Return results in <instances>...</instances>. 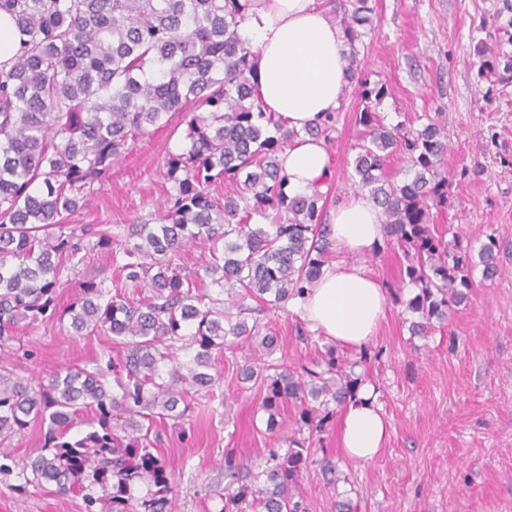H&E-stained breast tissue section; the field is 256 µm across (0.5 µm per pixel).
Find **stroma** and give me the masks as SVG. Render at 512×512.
<instances>
[{
    "label": "stroma",
    "instance_id": "obj_1",
    "mask_svg": "<svg viewBox=\"0 0 512 512\" xmlns=\"http://www.w3.org/2000/svg\"><path fill=\"white\" fill-rule=\"evenodd\" d=\"M371 5L373 28L359 45V59L370 82L388 88L375 111L387 124L412 125L424 113L445 124L453 183L447 205L433 209L430 222L445 236H458L461 250L472 254L495 235L500 274L489 280L474 267L468 300L449 312L444 330L423 338L408 330L413 315L404 302L415 290L406 283L401 251L361 258L367 271L400 295L389 302L371 345L377 358L355 369L380 392L389 438L376 459L350 460L340 444L342 413L334 411L316 435L317 462L302 472L296 494L307 512H336L342 499L355 512H512V80L479 79L474 52L487 28L512 20V0ZM362 107L357 88H349L327 145L335 181L325 208L351 190L350 163L363 135L356 114ZM184 127L177 113L169 124L138 137L70 223L133 224L155 213L172 190L162 169L167 154L180 151ZM94 274L117 276L111 252L93 249L89 263L69 273L57 295L58 310ZM257 317L277 336L290 366L310 365L328 346L321 335L311 344L298 340L303 319L295 304ZM68 326L64 319L26 328L19 341L35 351V360L16 359L5 348L0 362L18 376L45 381L65 368L90 369L101 358L121 357L111 337L74 338ZM253 359L245 342L224 350L217 359L223 406L212 408L202 397L188 421L157 424V452L178 485L175 512H216L225 452L250 459L268 447L262 395L238 378L241 366ZM322 458L342 472L336 486L327 485L318 464ZM0 512H83V503L50 485L23 494L0 482Z\"/></svg>",
    "mask_w": 512,
    "mask_h": 512
}]
</instances>
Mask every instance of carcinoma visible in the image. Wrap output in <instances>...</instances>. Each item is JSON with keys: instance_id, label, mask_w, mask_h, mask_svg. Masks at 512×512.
<instances>
[{"instance_id": "cac0c4a2", "label": "carcinoma", "mask_w": 512, "mask_h": 512, "mask_svg": "<svg viewBox=\"0 0 512 512\" xmlns=\"http://www.w3.org/2000/svg\"><path fill=\"white\" fill-rule=\"evenodd\" d=\"M369 2L335 0L330 13L348 47L347 84L358 85L364 102L351 180L382 210L375 252L405 247V273L418 289L407 301L419 315L409 330L426 337L468 298L472 259L430 224L431 210L448 199L444 126L429 116L417 128L387 126L373 111L387 87L358 72ZM243 9L241 0H0L17 30L12 56L0 64V346L57 317L63 273L87 255L86 230L65 219L87 206L91 188L136 137L191 110L185 148L164 164L174 194L153 224L97 231L95 247L112 251L121 277H90L66 309L69 335L102 332L125 348L124 358L45 383L0 366V477L19 480L20 491L53 483L80 496L84 512H99V488L112 512H174L175 480L153 452L154 424L183 421L198 392L214 396L215 353L259 337L272 354L277 338L241 318L245 300L283 308L326 263L332 243L322 193L288 192L277 156L298 132L257 102L251 51L238 33ZM477 53L478 74L500 66L512 79V52L501 40L479 41ZM338 121L330 113L305 133L329 142ZM397 150L414 170L399 183L384 177ZM221 183L232 187L222 201L210 194ZM191 247L206 259L187 275L177 260ZM495 249L490 234L478 251L487 279L498 273ZM206 279L216 295L198 287ZM367 356L363 349L353 361L329 348L312 368L280 358L242 369V380L262 392L271 435L282 429L280 407L297 414L287 449H264L261 463L225 454L219 512H306L293 488L314 462L315 435L333 407L362 384L352 368ZM35 421L46 426L43 445L20 465L5 442Z\"/></svg>"}]
</instances>
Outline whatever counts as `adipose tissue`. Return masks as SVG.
Returning <instances> with one entry per match:
<instances>
[{
  "label": "adipose tissue",
  "mask_w": 512,
  "mask_h": 512,
  "mask_svg": "<svg viewBox=\"0 0 512 512\" xmlns=\"http://www.w3.org/2000/svg\"><path fill=\"white\" fill-rule=\"evenodd\" d=\"M238 32L252 51L263 108L300 133L279 156L289 192L322 185L332 172L331 156L323 140L304 130L340 106L346 85L340 29L321 0H247ZM330 228L339 258L323 266L297 305L303 320L329 342L361 349L375 339L388 300L381 282L356 263L381 244V213L367 195L352 192L333 209ZM387 438L375 388L361 384L343 410V451L351 460L369 462Z\"/></svg>",
  "instance_id": "obj_1"
}]
</instances>
